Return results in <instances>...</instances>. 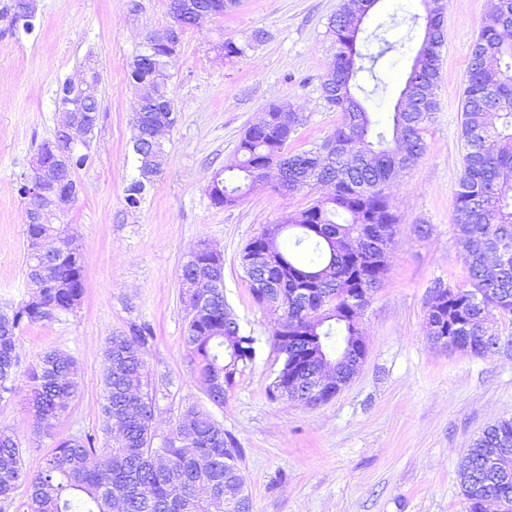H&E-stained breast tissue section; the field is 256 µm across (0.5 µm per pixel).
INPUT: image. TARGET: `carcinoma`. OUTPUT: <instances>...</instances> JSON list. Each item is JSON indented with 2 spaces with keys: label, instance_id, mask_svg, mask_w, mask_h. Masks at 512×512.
I'll return each mask as SVG.
<instances>
[{
  "label": "carcinoma",
  "instance_id": "obj_1",
  "mask_svg": "<svg viewBox=\"0 0 512 512\" xmlns=\"http://www.w3.org/2000/svg\"><path fill=\"white\" fill-rule=\"evenodd\" d=\"M14 0L12 22L16 30L30 34L35 16ZM377 0H344L329 19L336 45L334 68L326 74L321 90L329 107L342 114L340 123L321 143L339 146L343 164L322 163L315 149L286 152L288 140L301 116L285 103L269 104L264 119L246 129L237 146L242 160L215 173L219 190L209 193L216 207H231L264 185L263 169L288 166V190L314 184L331 187L327 196L288 216L279 224L265 226L250 240L275 259L266 270L242 267L251 296L259 307L287 305L288 321L305 331L307 338L287 343L271 331V344L281 358L269 385L274 399H289L288 378L292 362L315 351L336 359L344 345L336 337L352 336L345 322L344 294L369 283L381 286L388 272L387 254L398 218L383 195L382 186L399 172L413 168L425 153L423 132L438 110L435 89L439 79L440 47L445 34L441 19H422L423 30L437 40V48L415 56L407 79H418L415 91L419 111H393L389 131H379L371 113L349 112L347 100L355 97V80L371 55L362 51L363 28L352 27L355 15L368 16ZM238 5V0H170L172 19L195 26L202 12L218 17ZM512 2L499 0L475 38L487 60L470 54L467 83L462 100V135L465 141L462 176L454 205V231L462 248L471 289L437 285L431 291L441 300L440 313L432 322L441 325L440 336L452 337L455 346L475 354L485 352L493 340L507 345L497 326L490 323L491 310L512 311ZM168 29L149 34L130 64L134 83L148 85V98L136 102L132 152L138 175L127 187L126 202L135 208L147 187L162 172L166 152L158 138L160 128L172 127L176 111L168 97V53L163 45ZM266 33L256 30L244 43L226 38L219 49L227 58L241 57ZM100 73L74 86L66 82L58 91L57 106L83 102V110L98 113ZM56 179L73 180L74 171L86 165L89 154L76 148L67 163L54 162L53 142L36 151ZM26 241L43 238L53 250L62 245L82 256L69 234L68 225L25 222ZM366 248L357 251L354 243ZM44 260L26 256V276L36 295L9 311H0V392H11L20 373L16 354L23 323L52 321L74 311L84 291L83 261L55 266L54 286L45 283ZM224 272L222 257L202 242L182 266V285L204 282ZM188 324L183 343L192 356L195 371L210 403L224 405L236 374L253 363L258 338L245 334L227 303L224 288L210 296L202 309L187 308ZM154 339L150 325H133L107 338L103 351V403L105 434L117 427L119 436L97 447V438H60L44 466L35 474L23 465L19 439L0 428V501L13 499L22 486L28 493V512H252L239 474L240 449L210 412L190 405L185 408L169 437L155 448L153 420L155 398L143 382L145 357ZM27 396L34 416L51 431L66 409V400L79 391L78 363L69 353L50 350L25 370ZM512 451V419L488 426L475 440L458 477L466 512H484L486 488L495 489L512 512V481L493 484L483 470L485 460L497 450Z\"/></svg>",
  "mask_w": 512,
  "mask_h": 512
}]
</instances>
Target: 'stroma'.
<instances>
[{
	"label": "stroma",
	"mask_w": 512,
	"mask_h": 512,
	"mask_svg": "<svg viewBox=\"0 0 512 512\" xmlns=\"http://www.w3.org/2000/svg\"><path fill=\"white\" fill-rule=\"evenodd\" d=\"M13 0H0V308L28 297L26 201L19 193L35 148L61 120L56 95L85 67L101 73L99 118L89 163L74 173L78 196L65 221L84 256L85 292L57 321L23 325L22 365L61 349L80 365V392L52 433L40 429L24 380L0 393V428L21 440L27 471L37 472L55 438L100 434L105 340L148 323L155 338L146 376L155 395L154 429L167 436L183 410L207 399L183 344L185 295L179 275L190 253L208 242L224 259V292L243 331L260 339L257 359L237 376L213 415L242 451L244 490L253 512H466L458 471L483 429L512 418V347L479 355L440 348L427 335V301L441 283L468 288L453 215L465 153L461 110L472 38L494 0H447L438 110L419 163L386 187L399 218L389 271L371 293L360 327L366 360L330 401L309 407L271 399L278 367L268 342L270 310L253 304L241 269L246 243L268 224L307 208L324 186L288 193L265 185L232 207L213 206L214 173L237 164L243 131L273 101L303 120L288 151L312 148L340 122L321 96L336 43L328 22L341 0H241L235 10L185 31L170 73L177 112L164 134L167 163L138 207L126 188L136 176L130 150L137 91L129 65L147 35L167 27L169 0H38L32 34L11 26ZM421 0H377L366 32L395 50L360 76L358 99L386 126L422 42L411 24ZM263 43L245 56L219 55L216 44Z\"/></svg>",
	"instance_id": "stroma-1"
}]
</instances>
